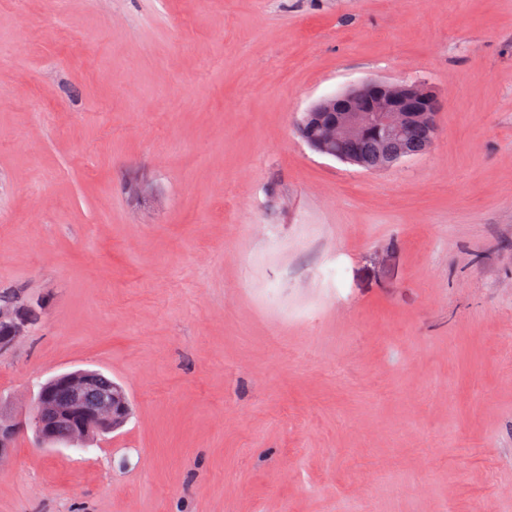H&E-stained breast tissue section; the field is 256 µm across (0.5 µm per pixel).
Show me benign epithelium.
Masks as SVG:
<instances>
[{
	"label": "benign epithelium",
	"mask_w": 512,
	"mask_h": 512,
	"mask_svg": "<svg viewBox=\"0 0 512 512\" xmlns=\"http://www.w3.org/2000/svg\"><path fill=\"white\" fill-rule=\"evenodd\" d=\"M437 100L425 83L367 81L349 91L331 95L313 106L299 123L301 131L315 126L320 136L310 146L325 156L360 165L355 154H340L336 145L372 134L400 138L415 123L429 137L438 132ZM35 321V310L16 300L0 305V354ZM130 415L123 389L96 369L60 373L42 383L34 394L31 426L40 445L78 449L101 433L122 427ZM17 426L0 420V459L13 447Z\"/></svg>",
	"instance_id": "7a95c632"
}]
</instances>
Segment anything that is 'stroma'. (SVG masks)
Returning <instances> with one entry per match:
<instances>
[{
	"label": "stroma",
	"mask_w": 512,
	"mask_h": 512,
	"mask_svg": "<svg viewBox=\"0 0 512 512\" xmlns=\"http://www.w3.org/2000/svg\"><path fill=\"white\" fill-rule=\"evenodd\" d=\"M425 82L381 171L297 121ZM0 512H512V0H0ZM131 415L40 447L39 382ZM10 297L8 292L0 291V304ZM34 321L35 310L31 305H17L14 298L0 305V354L9 350L15 339Z\"/></svg>",
	"instance_id": "stroma-1"
}]
</instances>
